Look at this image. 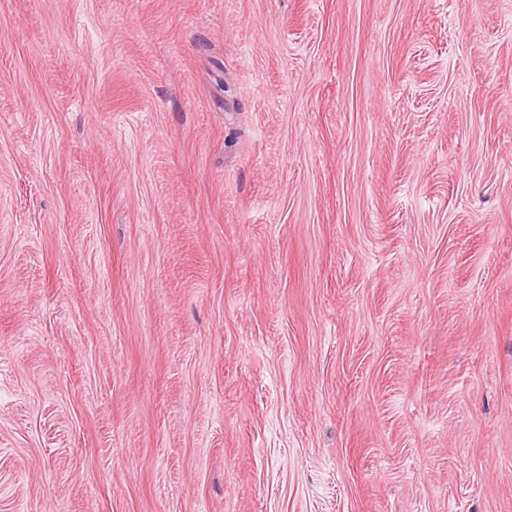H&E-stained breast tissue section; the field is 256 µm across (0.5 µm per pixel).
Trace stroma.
I'll use <instances>...</instances> for the list:
<instances>
[{"mask_svg": "<svg viewBox=\"0 0 512 512\" xmlns=\"http://www.w3.org/2000/svg\"><path fill=\"white\" fill-rule=\"evenodd\" d=\"M0 512H512V0H0Z\"/></svg>", "mask_w": 512, "mask_h": 512, "instance_id": "obj_1", "label": "stroma"}]
</instances>
